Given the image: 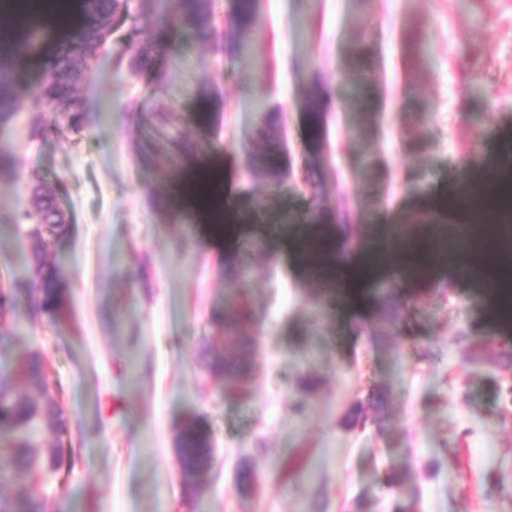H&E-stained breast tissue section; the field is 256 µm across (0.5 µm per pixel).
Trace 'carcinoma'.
<instances>
[{"label":"carcinoma","mask_w":512,"mask_h":512,"mask_svg":"<svg viewBox=\"0 0 512 512\" xmlns=\"http://www.w3.org/2000/svg\"><path fill=\"white\" fill-rule=\"evenodd\" d=\"M55 23L66 34L55 44L43 62L41 79L24 85L14 78L17 64L38 52L41 30L16 20L13 27L0 30V125L9 123L17 114V101H25L29 114L30 136L43 138L59 129L60 110L71 127L82 124L84 109L74 98L77 86L87 80L93 65L102 54L109 34L127 21L125 0H80L78 20L70 21L65 9L58 8ZM258 0H235L228 20L227 35L236 43L258 29ZM185 29L199 39H207L216 31L211 0H182L181 13L168 20L155 34L129 49L134 51L133 68L143 69L157 41L168 38L173 31ZM32 207L19 216L28 226L35 269L32 279L17 281L0 288V365L12 371L0 372V483L11 487L7 496L0 495V512H47V500L36 488L41 471L57 473L68 465L64 449L57 446L38 447L34 433L39 431L58 437L67 428L63 409L52 393L43 353L29 350L17 354L13 349L12 323L18 303L28 300L42 315L51 320L65 313L66 296L54 271L50 270L43 245V231L65 232L66 219L54 204L53 194L42 184L31 191ZM250 319L248 309L238 317L216 316L228 333L239 323ZM36 397L20 391L13 375ZM176 451L185 475L193 476L206 468L211 459L212 440L206 422L196 419L184 426L178 436Z\"/></svg>","instance_id":"obj_1"}]
</instances>
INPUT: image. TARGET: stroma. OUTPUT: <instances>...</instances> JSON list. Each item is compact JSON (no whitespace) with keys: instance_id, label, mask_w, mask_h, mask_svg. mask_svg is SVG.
Returning <instances> with one entry per match:
<instances>
[{"instance_id":"stroma-1","label":"stroma","mask_w":512,"mask_h":512,"mask_svg":"<svg viewBox=\"0 0 512 512\" xmlns=\"http://www.w3.org/2000/svg\"><path fill=\"white\" fill-rule=\"evenodd\" d=\"M127 7L77 88L81 126L0 127V285L31 276L33 181L67 221L45 236L67 314L15 312L69 423L72 462L39 485L51 512H512V321L460 270L470 222L431 208L512 169V0H260L233 49L181 32L119 75L129 32L179 0ZM426 213L439 256L415 276L401 228ZM344 228L399 247L356 299L301 249L321 235L350 261ZM244 307L248 370L227 380L203 353L240 347L210 318ZM198 417L214 456L190 493L176 438Z\"/></svg>"}]
</instances>
